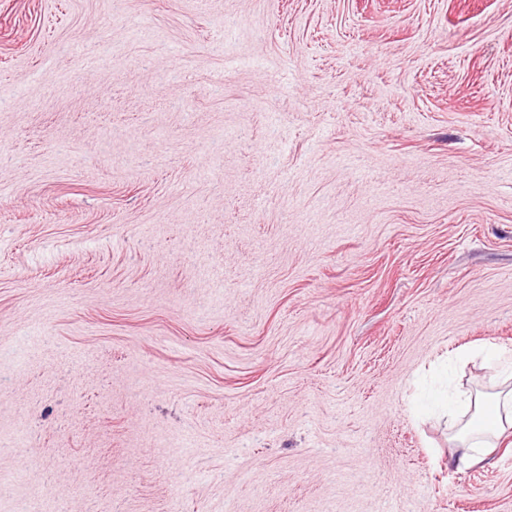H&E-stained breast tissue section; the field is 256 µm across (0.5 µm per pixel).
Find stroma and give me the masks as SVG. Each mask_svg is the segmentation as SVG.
Segmentation results:
<instances>
[{
  "mask_svg": "<svg viewBox=\"0 0 512 512\" xmlns=\"http://www.w3.org/2000/svg\"><path fill=\"white\" fill-rule=\"evenodd\" d=\"M483 342L512 0H0V512H512ZM472 414L457 436L458 447L465 452L456 458L458 468H468L484 460L498 446V440L512 428V390L500 392L492 398L481 394L470 402Z\"/></svg>",
  "mask_w": 512,
  "mask_h": 512,
  "instance_id": "stroma-1",
  "label": "stroma"
}]
</instances>
